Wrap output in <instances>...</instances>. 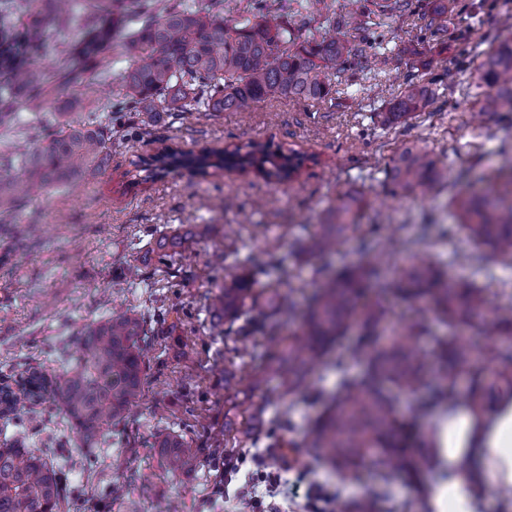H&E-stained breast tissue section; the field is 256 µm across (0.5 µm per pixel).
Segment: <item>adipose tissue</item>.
<instances>
[{"instance_id":"adipose-tissue-1","label":"adipose tissue","mask_w":512,"mask_h":512,"mask_svg":"<svg viewBox=\"0 0 512 512\" xmlns=\"http://www.w3.org/2000/svg\"><path fill=\"white\" fill-rule=\"evenodd\" d=\"M431 473L424 484L429 512H479L472 495L485 486L512 496V392L476 416L465 409L438 410L424 439Z\"/></svg>"}]
</instances>
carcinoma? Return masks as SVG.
Masks as SVG:
<instances>
[{
	"mask_svg": "<svg viewBox=\"0 0 512 512\" xmlns=\"http://www.w3.org/2000/svg\"><path fill=\"white\" fill-rule=\"evenodd\" d=\"M224 0H196L163 9L156 0H0V126L17 118L16 100L25 98L33 112L54 110V122L35 138L42 145L0 154V225L16 224L35 190L47 193L73 181L90 183L108 167L112 140L138 141L146 127L165 112H249L268 98L318 103L333 92V79L355 58L369 60L374 46L354 42L361 28L353 8L332 19L321 38L296 43L295 19L277 21L261 13L230 24L217 9ZM459 0H433V14L459 13ZM62 28L81 22L65 63L48 69L35 62L47 21ZM126 32L127 66L120 86L102 106L90 107L81 120L68 108L82 102L49 98L89 88L112 75V35ZM481 90L480 112L512 113V37L487 51L471 72ZM434 91L422 79L409 81L382 113L385 125H398L425 110ZM311 156L295 149H273L250 141L198 153L163 149L142 161L143 181L154 182L177 169L208 179L226 168L255 170L268 182L295 180ZM393 195L433 196L451 185L445 161L427 146L398 147L386 162ZM458 224L449 231L438 224H416L412 235L388 238L380 224H363L367 201L362 192L341 193L336 207L300 256L336 252L345 240H359V258L338 269L306 299L297 313L284 304L279 289L262 288L259 276L281 282L290 276L285 258L265 253L241 267L237 252L224 254L215 307L224 317V336L257 339L277 323L300 327L279 341L275 355L254 351L256 378L280 382L281 393L243 412L242 420L224 422V445H254L267 426L295 432L286 415L266 420L267 408L286 396L320 408L306 434L313 457L343 477L362 467L373 485L359 497L334 494L336 512H377L389 499L392 481L404 475L422 489L427 468L410 451L426 428V419L444 402L472 412L491 408L504 388L512 390V294L488 308L491 284H480L462 272H451L419 245L434 236L453 242L460 237L469 250L457 256L461 268L484 267L492 256L512 265V197L494 189L452 197ZM194 236L176 233L156 242L159 258L171 259L192 248ZM394 296L411 307L428 306L424 315L389 323L384 299ZM152 329L143 314L114 312L91 323L75 339L76 357L60 349L61 377L50 380L34 366L0 377V418L19 419L43 404L51 388L53 409L92 448L105 428L126 419L141 393L142 349ZM339 374L332 392L313 390L310 377L327 358ZM165 470H196L195 449L180 435L158 440ZM65 498L61 471L49 452L18 442L0 448V512H59Z\"/></svg>",
	"mask_w": 512,
	"mask_h": 512,
	"instance_id": "1",
	"label": "carcinoma"
}]
</instances>
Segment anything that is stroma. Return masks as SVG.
<instances>
[{
	"label": "stroma",
	"instance_id": "35a3bbf8",
	"mask_svg": "<svg viewBox=\"0 0 512 512\" xmlns=\"http://www.w3.org/2000/svg\"><path fill=\"white\" fill-rule=\"evenodd\" d=\"M264 5L269 17H296L300 39L324 35L348 0H224L225 19L249 15ZM361 38L374 41L372 64L351 61L341 88L326 101L306 104L271 98L249 112L198 117L172 112L143 139L112 150L109 168L96 183L77 181L52 193L35 191L30 206L41 215L46 241L20 246L13 228L0 230V373L25 364L62 374L55 349L74 340L87 325L113 310L155 315L177 308L175 328L156 325L146 351L141 395L125 421L98 439L86 461L78 437L62 417L33 419L25 443L31 448H64L69 493L61 512H241L252 500L255 512H327V496L363 494L368 471L339 481L316 463L308 449L289 452L268 438L246 449L235 471L224 469L226 394L258 401L272 394L275 381L253 386L249 355L254 345L236 342L232 364L224 362V331L215 325L214 282L224 276V254L247 258L262 251L285 257L292 277L280 287L283 298L303 303L324 280L323 260L296 261L299 241L314 237L317 224L341 192L365 193L363 221L395 232L400 224L455 222L447 193L432 199L392 196L381 165L406 142L419 141L446 158L460 181L458 192L482 188L498 168L512 164L502 153L512 141V114L480 115L478 90L470 78L491 45L502 36L500 20L512 0H463L458 16L426 30L432 0H413L412 13H380L361 0ZM433 81L432 103L418 117L384 126L381 112L405 83ZM18 121L0 128V152L30 140L33 128L50 124L49 112L28 111L18 100ZM251 140L312 155L295 181L274 186L250 174L224 173L207 180L182 171L141 182L136 165L159 145L200 149ZM236 233L225 237V225ZM192 233V252L159 264L156 240L173 229ZM237 374L224 384L225 368ZM177 432L196 448L198 469L188 475L164 473L158 439ZM121 473V495L111 494L112 476ZM223 496H216V488Z\"/></svg>",
	"mask_w": 512,
	"mask_h": 512
}]
</instances>
